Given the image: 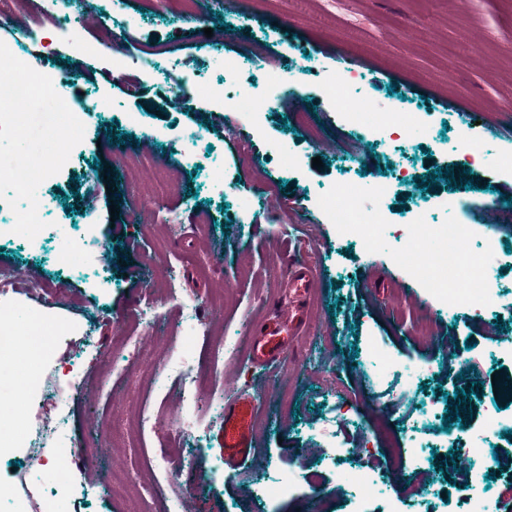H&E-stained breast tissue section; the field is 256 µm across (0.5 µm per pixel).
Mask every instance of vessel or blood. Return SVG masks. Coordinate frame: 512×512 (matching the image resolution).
Here are the masks:
<instances>
[{
	"label": "vessel or blood",
	"instance_id": "b4317fda",
	"mask_svg": "<svg viewBox=\"0 0 512 512\" xmlns=\"http://www.w3.org/2000/svg\"><path fill=\"white\" fill-rule=\"evenodd\" d=\"M285 275L297 300L288 309L287 325L266 323L258 327L252 358L259 364L278 363L287 349V336L301 335L310 323L306 297L314 286L311 267L305 260L292 257L288 260ZM258 405L255 396L243 394L224 407V456L232 463L240 464L256 456L254 420Z\"/></svg>",
	"mask_w": 512,
	"mask_h": 512
}]
</instances>
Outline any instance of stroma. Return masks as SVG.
Instances as JSON below:
<instances>
[{"label":"stroma","mask_w":512,"mask_h":512,"mask_svg":"<svg viewBox=\"0 0 512 512\" xmlns=\"http://www.w3.org/2000/svg\"><path fill=\"white\" fill-rule=\"evenodd\" d=\"M55 3L18 0L0 20V51L62 74L88 117L70 159L29 193L5 175L15 157L39 150L38 121L55 111V99L32 98L28 129L0 137V221L36 200L47 224L35 243L20 233L0 237V269L21 282L57 285L54 308L22 295L18 315L67 327L53 355L78 363L80 385L60 406L56 443L82 446L92 463L70 466L59 512H143L141 502L112 497L109 476L159 444L118 448L100 433L136 390H99L110 365L94 344L112 343L118 358L130 329L155 351L187 335L178 309L162 301L155 321L131 322L145 289L162 287L172 255L181 257L183 285L198 302L224 295L223 310L205 322L224 330L223 397L191 408L172 387L164 408L195 421L174 483L186 512H303L307 503L315 512H466L479 494L488 512H512V473L489 481L454 471L448 460L475 444L489 457L512 458V398L495 397L492 385L493 376L512 378V252L505 250L512 224L487 223L485 214L501 195L512 197V0H200L188 16L175 14L169 0H72L71 36L48 57L23 31L52 24ZM219 19L231 37H204V26ZM149 48L164 65L142 72V92L129 99L118 76ZM234 61L257 64L248 76L257 89L264 73L285 76L267 113L226 108L224 66ZM331 74L359 77L376 111L411 112L415 123L395 142L358 130L325 95L321 78ZM189 87L195 94L183 99ZM298 95L317 136L297 124ZM244 134L253 147L248 163L237 153ZM293 142L297 163L279 164L276 153ZM120 147L167 169L172 189L158 207L176 222L153 225ZM316 156L322 167L313 166ZM440 167L474 181L463 207L466 248L493 261L490 300L456 305L431 296L395 258L414 216L449 218L439 202L457 190L435 178ZM418 176L434 182L417 187ZM378 178L390 185L387 198L359 199L388 217L368 251L329 223L322 200L340 185ZM73 246L84 252L76 271L64 260ZM297 250L314 267V317L290 354L255 367L247 357L252 333L259 318L287 307L280 270ZM459 388L470 391L471 407L451 421L445 396ZM239 392L261 398L260 453L234 466L224 458V403ZM395 439L402 447L396 489L359 498L351 474L365 467L386 475ZM284 479L288 494H272Z\"/></svg>","instance_id":"1"}]
</instances>
